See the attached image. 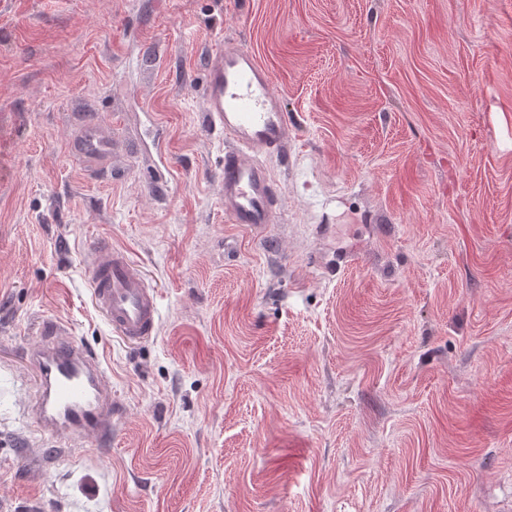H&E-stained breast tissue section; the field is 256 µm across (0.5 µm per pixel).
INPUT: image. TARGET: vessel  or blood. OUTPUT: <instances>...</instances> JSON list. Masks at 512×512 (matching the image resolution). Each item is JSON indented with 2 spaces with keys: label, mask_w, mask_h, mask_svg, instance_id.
<instances>
[{
  "label": "vessel or blood",
  "mask_w": 512,
  "mask_h": 512,
  "mask_svg": "<svg viewBox=\"0 0 512 512\" xmlns=\"http://www.w3.org/2000/svg\"><path fill=\"white\" fill-rule=\"evenodd\" d=\"M205 116L224 135L223 207L235 224L263 228L273 223L279 194L267 161L288 152V117L272 91V78L253 53L224 44L208 60ZM86 165L99 169L112 155V138L98 121L83 124L73 141ZM92 299L121 336H151L158 317V292L124 250L98 246L89 271ZM27 356L37 372L31 424L59 441L98 442L112 436L116 403L102 363L64 326L51 323Z\"/></svg>",
  "instance_id": "vessel-or-blood-1"
}]
</instances>
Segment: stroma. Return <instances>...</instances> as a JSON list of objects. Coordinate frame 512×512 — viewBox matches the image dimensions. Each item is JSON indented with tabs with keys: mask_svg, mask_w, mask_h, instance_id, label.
<instances>
[{
	"mask_svg": "<svg viewBox=\"0 0 512 512\" xmlns=\"http://www.w3.org/2000/svg\"><path fill=\"white\" fill-rule=\"evenodd\" d=\"M227 41L288 114L260 231L204 118ZM100 241L159 291L143 343L91 301ZM46 320L111 443L30 426ZM35 506L512 512V0H0V512ZM112 138L103 124L89 120L83 124L80 133L73 141L74 152L86 165L103 168L112 155Z\"/></svg>",
	"mask_w": 512,
	"mask_h": 512,
	"instance_id": "1",
	"label": "stroma"
}]
</instances>
